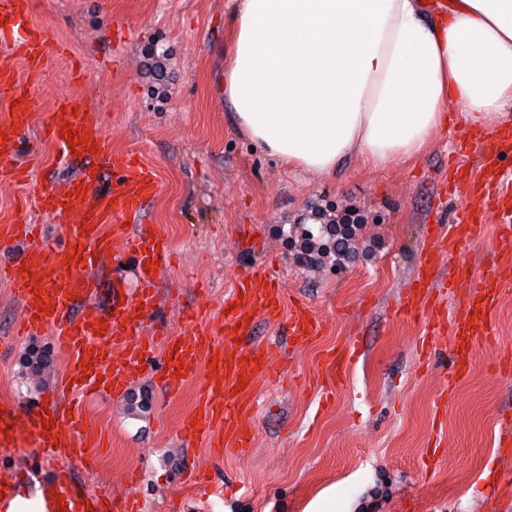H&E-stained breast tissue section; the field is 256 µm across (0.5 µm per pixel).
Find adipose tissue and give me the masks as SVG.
<instances>
[{
  "label": "adipose tissue",
  "mask_w": 512,
  "mask_h": 512,
  "mask_svg": "<svg viewBox=\"0 0 512 512\" xmlns=\"http://www.w3.org/2000/svg\"><path fill=\"white\" fill-rule=\"evenodd\" d=\"M224 95L268 155L314 175L406 160L448 124L512 108V0H240Z\"/></svg>",
  "instance_id": "adipose-tissue-1"
}]
</instances>
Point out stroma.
<instances>
[{
	"label": "stroma",
	"instance_id": "stroma-1",
	"mask_svg": "<svg viewBox=\"0 0 512 512\" xmlns=\"http://www.w3.org/2000/svg\"><path fill=\"white\" fill-rule=\"evenodd\" d=\"M238 0H35L32 20L66 42L68 55L39 75L24 64L46 112L83 96L116 149L154 166L160 193L143 218L172 247L145 331L181 335L196 309L201 326L224 316L236 271L281 266L286 303L305 302L322 322L310 343L274 352L278 384H258L242 424L243 453L216 456L206 438L179 439L196 382L161 388V357L124 395L81 399L95 446L70 461L89 491L135 486L138 512H512V456L497 438L512 423V292L493 314L494 340L477 346L454 399L438 395L455 353L450 327L393 310L430 232H444L458 204L448 196V156L469 128L456 107L448 127L415 157L385 167L354 154L335 173L310 175L254 149L224 103L229 22ZM24 184L0 182V209L32 199L53 178L73 176L40 138ZM356 206L364 220L345 260L301 253L294 226ZM21 307L0 284V400L18 411L47 402L65 371L51 332L21 340ZM351 346L346 373L325 391L329 350ZM45 353L31 366L32 349Z\"/></svg>",
	"mask_w": 512,
	"mask_h": 512
}]
</instances>
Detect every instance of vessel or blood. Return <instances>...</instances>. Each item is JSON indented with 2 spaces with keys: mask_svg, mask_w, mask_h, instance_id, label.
I'll return each instance as SVG.
<instances>
[{
  "mask_svg": "<svg viewBox=\"0 0 512 512\" xmlns=\"http://www.w3.org/2000/svg\"><path fill=\"white\" fill-rule=\"evenodd\" d=\"M65 45L47 28L33 23L30 0H0V180L26 182L29 172L21 158L25 134L42 99L31 82L11 79L15 59L26 62L29 71L43 68L64 54ZM97 144L82 151L71 149L64 128ZM41 139L51 143L61 161L74 165L75 175L62 182L40 186L36 200L48 214L67 226L65 246L49 248L42 243L40 225L31 221L28 208L0 210V243H22L23 249L9 266L0 269L5 282L22 307L20 329L34 336L51 331L64 354L68 373L66 388L80 391L103 383L111 393H125L130 381L152 360L156 343L143 340L137 309H153L156 303V272L147 270L150 260L160 268L171 264V247L154 225L138 224L125 230L121 221L141 214L160 191L154 167L132 152L113 151L110 138L82 98L68 97L58 104L54 117L41 127ZM480 139L456 145L448 184L460 200V207L446 234L436 237L417 258L414 282L417 292L408 293L398 312L423 316L425 291L447 289L456 277H464L468 291L451 323L459 348L448 374L446 392L470 369L471 351L490 334V316L500 297L512 289V166L501 159L512 153V125L498 132V145L481 150ZM494 228L497 245L484 272L473 271L460 262L455 277L437 275L440 258L461 254L464 245L479 242L487 228ZM136 256L138 289L133 298L113 300L110 308L99 310L92 302L98 292L101 262L122 261ZM50 305L42 312L40 304ZM284 300L277 277L262 266L247 268L235 277L231 293L224 298V318L218 329L190 328L184 335L165 337L173 364L162 374L165 388L176 390L184 383L200 379L198 413L187 416L180 427L184 442L207 438L221 448L245 452L252 438L240 421L250 406L257 382H271L278 373L269 349L236 345L235 335L250 331L252 319L260 315L270 322L288 319V334L297 344L308 343L320 333V323L305 305L295 304L284 313ZM246 385H239V377ZM26 420L33 440L29 452L33 467L47 458L62 464L48 476L66 501H81L85 490L75 479L66 459L75 447L89 441L86 419L81 409L67 410L51 403L47 407L18 414L10 402L0 403V447H17L19 436L10 426Z\"/></svg>",
  "mask_w": 512,
  "mask_h": 512,
  "instance_id": "vessel-or-blood-1",
  "label": "vessel or blood"
}]
</instances>
